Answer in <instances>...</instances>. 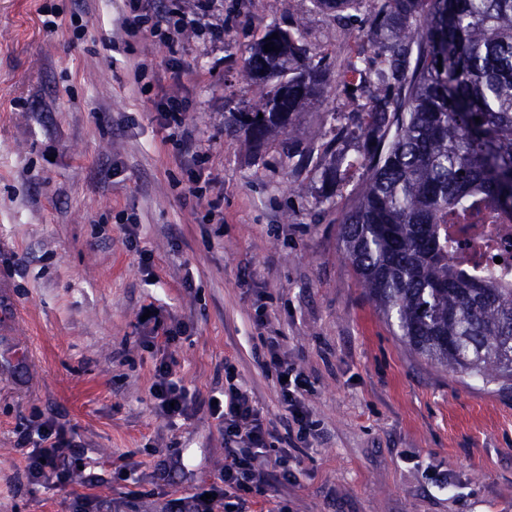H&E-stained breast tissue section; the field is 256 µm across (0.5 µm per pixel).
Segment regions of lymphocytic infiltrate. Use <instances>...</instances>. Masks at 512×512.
<instances>
[{"label": "lymphocytic infiltrate", "instance_id": "lymphocytic-infiltrate-1", "mask_svg": "<svg viewBox=\"0 0 512 512\" xmlns=\"http://www.w3.org/2000/svg\"><path fill=\"white\" fill-rule=\"evenodd\" d=\"M214 10V0H196L189 11L169 5L168 0H125V10L117 18L116 27L127 36L154 38L167 44L205 32L218 39L224 34L223 24L207 31L200 24L201 18L212 15ZM264 368L275 372L280 380L281 399L297 428V442L312 447L315 433L312 413L305 403L307 380L274 350ZM150 395L156 413L171 423L189 419L197 408L195 397L174 380L164 361L155 367ZM214 398L208 410L224 433L225 488L241 495L264 491L270 476L264 456L275 437L273 428L263 417L251 389L232 382ZM20 443L30 449L26 472L34 481L56 476L61 458L73 448L67 432L48 419L33 421L21 435Z\"/></svg>", "mask_w": 512, "mask_h": 512}]
</instances>
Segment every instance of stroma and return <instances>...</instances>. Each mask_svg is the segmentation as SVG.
Here are the masks:
<instances>
[{
    "label": "stroma",
    "instance_id": "35a3bbf8",
    "mask_svg": "<svg viewBox=\"0 0 512 512\" xmlns=\"http://www.w3.org/2000/svg\"><path fill=\"white\" fill-rule=\"evenodd\" d=\"M378 6L336 24L311 0H220L223 39L170 46L121 38L123 0H0V512H162L168 494L220 486L215 420L158 416L154 366L204 400L232 363L282 435L268 337L308 379L318 436L242 512H512V392L419 358L368 299L339 240L359 173L332 209L316 202L327 114L353 121L351 90L331 82L301 113L293 136L313 153L299 173L283 135L256 147L227 126L253 97L242 73L266 28L297 25L339 70L371 53ZM177 88L194 170L157 119ZM195 171L213 184L201 200ZM148 304L174 342L141 323ZM37 415L74 440L68 485L24 471L18 438Z\"/></svg>",
    "mask_w": 512,
    "mask_h": 512
}]
</instances>
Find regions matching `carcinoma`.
<instances>
[{"mask_svg":"<svg viewBox=\"0 0 512 512\" xmlns=\"http://www.w3.org/2000/svg\"><path fill=\"white\" fill-rule=\"evenodd\" d=\"M311 2L334 22L363 0ZM368 23L373 56L338 74L365 103L352 128L329 113L318 203L332 207L363 167L340 226L360 286L420 358L511 390L512 284L471 271L454 225L512 221V0H381ZM330 76L297 32L269 27L251 48L244 78L258 97L232 113L236 131L253 145L292 132Z\"/></svg>","mask_w":512,"mask_h":512,"instance_id":"obj_1","label":"carcinoma"}]
</instances>
